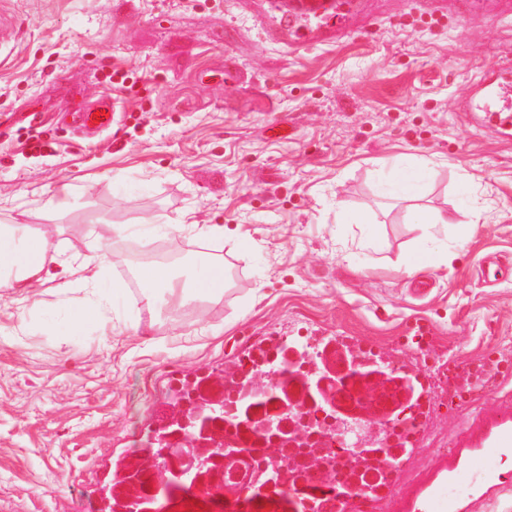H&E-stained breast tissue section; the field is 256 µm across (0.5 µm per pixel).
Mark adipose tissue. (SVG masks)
Instances as JSON below:
<instances>
[{"instance_id":"1","label":"adipose tissue","mask_w":512,"mask_h":512,"mask_svg":"<svg viewBox=\"0 0 512 512\" xmlns=\"http://www.w3.org/2000/svg\"><path fill=\"white\" fill-rule=\"evenodd\" d=\"M127 232L123 224L91 225L87 237L90 241L88 254L71 257L65 249L52 242L44 233L21 228L17 225H0V288L25 295L33 285L42 280L50 267L63 271H77L83 296L76 322L103 323L108 321V312L113 299L122 297L125 288L115 281L107 288L99 282L104 270L102 245L113 237H122ZM138 276L152 287L144 299L152 307H183L194 302L222 296V289L205 290L201 284L207 273L196 266L174 272L163 264L151 263L142 266Z\"/></svg>"}]
</instances>
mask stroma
I'll list each match as a JSON object with an SVG mask.
<instances>
[{"label": "stroma", "instance_id": "stroma-1", "mask_svg": "<svg viewBox=\"0 0 512 512\" xmlns=\"http://www.w3.org/2000/svg\"><path fill=\"white\" fill-rule=\"evenodd\" d=\"M377 21L331 48L289 51L265 0H0V225L86 254L91 224H124L103 284L123 281L112 324L72 332L80 295L49 275L27 300L0 289V512H98L112 455L140 454L182 381L240 371L256 340L319 347L416 372L499 362L494 391L432 395L424 441L375 512H418L468 451L466 426L512 410V143L476 130L458 101L512 59V16L430 18L418 0H373ZM111 97L86 137L74 101ZM427 163L416 200L402 172ZM449 227L417 225L414 208ZM365 212L367 224H341ZM191 227L176 228L182 215ZM216 227L223 247L202 240ZM450 263L417 270L414 246ZM224 266V293L156 314L134 271L160 250ZM432 285L416 292L418 281ZM428 325L429 343L408 336ZM464 512H512V458Z\"/></svg>", "mask_w": 512, "mask_h": 512}]
</instances>
